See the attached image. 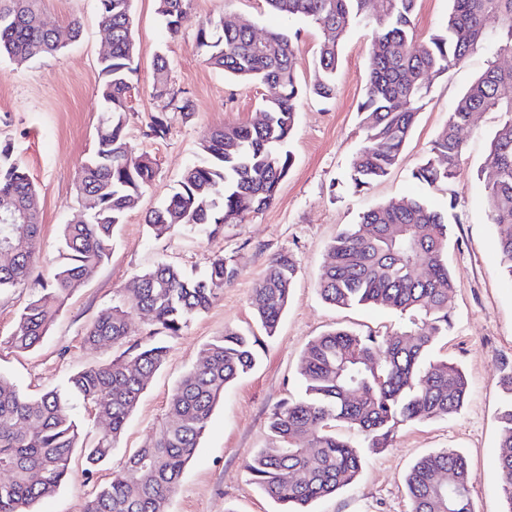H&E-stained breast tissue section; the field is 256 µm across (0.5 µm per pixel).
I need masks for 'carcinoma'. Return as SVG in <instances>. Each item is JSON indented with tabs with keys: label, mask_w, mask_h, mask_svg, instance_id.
Returning a JSON list of instances; mask_svg holds the SVG:
<instances>
[{
	"label": "carcinoma",
	"mask_w": 512,
	"mask_h": 512,
	"mask_svg": "<svg viewBox=\"0 0 512 512\" xmlns=\"http://www.w3.org/2000/svg\"><path fill=\"white\" fill-rule=\"evenodd\" d=\"M168 30L179 31L190 0H158ZM265 0L283 16H300L324 35L310 90L329 99L341 45L356 25L373 28L369 79L358 104L364 144L349 170L352 189L360 192L395 167L423 107L431 82L473 53L493 44L512 55V0H449L442 25L415 43L414 13L418 0ZM110 52L100 58L99 94L106 117L97 130L94 153L81 165L77 195L88 212L85 222L63 225L62 261L41 293L19 313L6 344L18 352L36 348L46 336L69 295L89 273L109 258L116 229L145 190L156 169L146 155H135L126 138L127 112L135 72L131 0H99ZM80 34L69 23L67 33L41 21L37 0H0V57L32 63L53 55ZM197 47L206 62L243 81L268 88L260 121L215 128L200 144L202 159L184 171L178 190L146 216L156 236L177 230L207 236L244 215L268 206L288 174L292 155L288 141L296 123L302 92L293 68L296 46L285 32L271 31L258 44L251 28L224 19L209 20L197 32ZM496 112L500 122L490 143L491 162L477 171L483 183L489 217L499 229L497 252L502 272L512 279V69L493 63L463 93L437 133L428 157L413 172L421 184L449 185L458 179L464 155L462 131L476 115ZM165 114L152 116L149 136L163 138ZM37 189L10 142L0 143V205L19 217L0 222V245L10 260L0 264V290L13 288L30 274L40 237ZM448 211L426 198L403 197L364 211L360 222L341 231L329 247L330 262L319 282L328 304L380 305L401 314L421 315L413 328L394 336H362L336 328L306 349L299 375L305 395L276 409L268 423L272 437L247 463L260 490L281 512H310L309 505L351 485L359 475L364 450L381 452L406 423L448 419L469 397L461 368L433 355L438 337L448 335V296L456 280L448 268ZM427 269L425 278L415 267ZM298 273L296 262L279 254L254 289L256 316L267 335L275 333L288 305ZM238 275L232 260L214 258L200 277L159 262L136 275L120 303L89 325L91 345L121 344L131 334L129 314L144 310L156 330L176 336L195 315L205 311L224 284ZM165 345H136L103 363L88 364L70 375L64 386L30 397L0 377V512H34L41 499L55 494L70 474L75 454L84 473L112 456L126 422L152 376L163 365ZM255 342L226 330L207 343L201 362L178 383L166 419L156 437L131 453L112 481L98 486L82 512H166L189 462L194 458L213 409L224 389L252 369ZM500 386L508 396L501 414L497 479L505 508L512 512V367L501 369ZM80 400L108 430L89 435L76 421L72 402ZM353 431L336 434V426ZM411 512H474L468 462L452 448L419 458L406 477Z\"/></svg>",
	"instance_id": "1"
}]
</instances>
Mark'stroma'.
Returning <instances> with one entry per match:
<instances>
[{"mask_svg": "<svg viewBox=\"0 0 512 512\" xmlns=\"http://www.w3.org/2000/svg\"><path fill=\"white\" fill-rule=\"evenodd\" d=\"M41 18L65 29L80 20V38L38 61L18 65L0 58V141L12 142L25 162L39 198L41 233L33 272L22 284L0 291V376L30 396L63 384L79 368L119 356L126 346L147 342L151 317L131 312L126 344L91 346L86 327L117 304L136 274L164 261L186 273L204 272L218 255L231 259L237 277L226 284L208 310L168 338L169 352L130 416L109 462L94 477L74 459L67 482L35 505L36 512H82L97 485L110 481L134 449L160 430L169 400L182 376L200 361L204 345L225 330L257 336L255 368L229 385L214 408L196 456L185 468L168 512H278L277 505L252 483L250 458L270 441L268 421L283 402L301 396L299 368L311 340L343 327L360 335L391 336L410 326L408 316L377 306L336 307L318 292L328 248L343 228L358 223L370 206L406 195L427 197L447 210L452 242L448 263L457 284L448 299L452 327L439 339L436 354L457 363L470 385L459 414L448 419L402 425L391 447L367 453L358 479L335 495L312 503V512H410L406 476L423 455L442 448L463 453L475 512H501L495 480L501 454L499 416L505 402L500 370L512 365V281L497 261V227L492 224L477 171L488 164V138L499 122L481 114L465 129L464 165L453 190L419 184L412 176L460 96L489 62L512 68V56L489 47L438 77L425 100L399 163L368 191L354 193L348 182L351 160L364 139L357 110L368 78L372 31L352 27L346 34L336 73V93L322 99L306 93L298 100L289 149L292 165L274 201L247 213L241 223L225 225L213 237L176 231L150 233L146 213L162 206L177 189L185 169L200 157L210 129L247 124L259 116L264 86L225 76L207 64L196 47L199 27L224 17L250 24L258 34L297 35L294 71L300 86L314 78L321 33L298 17L269 10L265 0H191L178 33H170L157 0H132L136 40L135 92L127 114L129 145L151 157L156 177L129 211L113 242L109 259L93 270L67 300L43 342L20 353L6 340L21 309L40 294L59 259L61 227L84 217L77 201L79 167L96 148L105 115L97 94L98 60L107 48L98 0H40ZM169 60L170 95L156 90L155 59ZM189 99L192 111L179 112L171 97ZM166 113L165 138L145 137L153 115ZM299 266L287 310L274 336H266L252 306L256 282L277 254Z\"/></svg>", "mask_w": 512, "mask_h": 512, "instance_id": "obj_1", "label": "stroma"}]
</instances>
